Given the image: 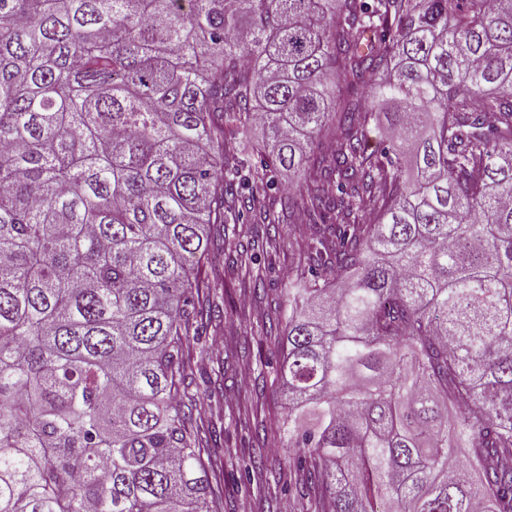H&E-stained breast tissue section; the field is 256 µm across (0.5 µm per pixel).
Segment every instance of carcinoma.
Instances as JSON below:
<instances>
[{
  "instance_id": "cac0c4a2",
  "label": "carcinoma",
  "mask_w": 512,
  "mask_h": 512,
  "mask_svg": "<svg viewBox=\"0 0 512 512\" xmlns=\"http://www.w3.org/2000/svg\"><path fill=\"white\" fill-rule=\"evenodd\" d=\"M242 210L314 226L311 512H512V0H0V512H217L181 348ZM387 112H392L389 106L376 111V120L366 140V148L369 152L380 150L394 133V126L391 125L390 115Z\"/></svg>"
}]
</instances>
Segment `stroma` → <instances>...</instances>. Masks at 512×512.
Returning a JSON list of instances; mask_svg holds the SVG:
<instances>
[{
	"label": "stroma",
	"mask_w": 512,
	"mask_h": 512,
	"mask_svg": "<svg viewBox=\"0 0 512 512\" xmlns=\"http://www.w3.org/2000/svg\"><path fill=\"white\" fill-rule=\"evenodd\" d=\"M312 230L294 215L277 224L245 219L229 225L209 250L213 307L182 354L188 428L209 449L204 466L216 481L220 512H307L310 478L294 465L280 431L288 407L276 377L275 323L289 279L306 266ZM245 254L254 257L246 266ZM252 458L263 461V472L247 470Z\"/></svg>",
	"instance_id": "35a3bbf8"
}]
</instances>
